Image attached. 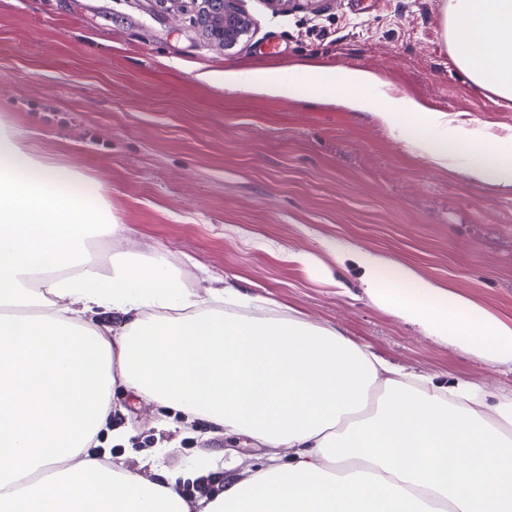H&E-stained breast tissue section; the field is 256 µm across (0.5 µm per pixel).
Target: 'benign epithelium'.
<instances>
[{"mask_svg": "<svg viewBox=\"0 0 512 512\" xmlns=\"http://www.w3.org/2000/svg\"><path fill=\"white\" fill-rule=\"evenodd\" d=\"M242 0H200L198 21L208 43L224 54H232L247 44L254 34V20L241 5ZM319 0H266L275 13L295 8L317 9Z\"/></svg>", "mask_w": 512, "mask_h": 512, "instance_id": "obj_1", "label": "benign epithelium"}]
</instances>
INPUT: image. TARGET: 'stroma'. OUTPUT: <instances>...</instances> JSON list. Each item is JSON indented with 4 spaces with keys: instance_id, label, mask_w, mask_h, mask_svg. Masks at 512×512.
<instances>
[{
    "instance_id": "stroma-1",
    "label": "stroma",
    "mask_w": 512,
    "mask_h": 512,
    "mask_svg": "<svg viewBox=\"0 0 512 512\" xmlns=\"http://www.w3.org/2000/svg\"><path fill=\"white\" fill-rule=\"evenodd\" d=\"M442 4L322 0L315 14L276 15L265 0H243L254 34L227 55L193 12L165 14L152 0H0V120L44 162L100 185L123 231L96 239L95 253L162 258L201 293L233 282L394 365L474 381L508 401L511 366L436 342L376 305L336 249L378 251L512 315V195L427 167L362 113L231 93L199 77L301 62L365 68L432 109L512 129V100L456 65ZM289 250L302 262L283 260ZM164 418L117 392L99 440L131 468L159 455L191 499L224 489L223 474L197 475L201 459L244 471L271 454L247 435ZM116 427L127 433L119 445Z\"/></svg>"
}]
</instances>
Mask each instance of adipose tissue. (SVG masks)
I'll return each instance as SVG.
<instances>
[{
	"instance_id": "adipose-tissue-1",
	"label": "adipose tissue",
	"mask_w": 512,
	"mask_h": 512,
	"mask_svg": "<svg viewBox=\"0 0 512 512\" xmlns=\"http://www.w3.org/2000/svg\"><path fill=\"white\" fill-rule=\"evenodd\" d=\"M443 23L458 67L512 100V0H445ZM224 88L368 114L431 167L512 194L511 133L391 94L371 71L228 70ZM116 230L96 189L0 124V512H512V403L291 316H196L201 296L167 266L130 252L99 264L86 243ZM337 260L426 336L512 364V318L372 251ZM119 388L289 461L187 499L164 466L101 458Z\"/></svg>"
}]
</instances>
